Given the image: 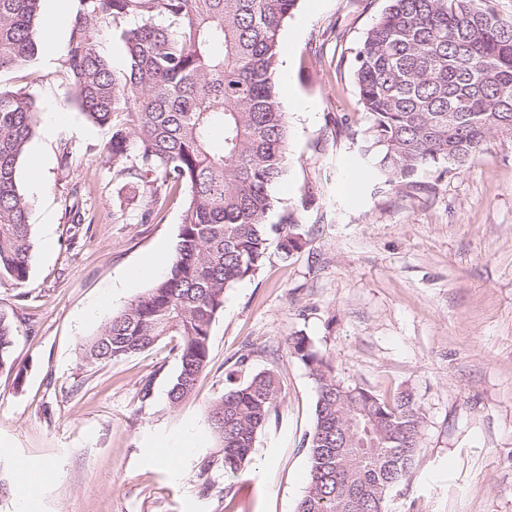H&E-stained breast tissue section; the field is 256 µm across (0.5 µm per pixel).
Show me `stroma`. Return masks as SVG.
<instances>
[{"instance_id": "obj_1", "label": "stroma", "mask_w": 512, "mask_h": 512, "mask_svg": "<svg viewBox=\"0 0 512 512\" xmlns=\"http://www.w3.org/2000/svg\"><path fill=\"white\" fill-rule=\"evenodd\" d=\"M386 0H300L280 32L278 69L288 165L268 221L293 214L303 247H270L258 276L224 294L209 364L194 395L171 408L179 368L168 339L119 362L86 365L81 348L172 259L183 207L151 200L115 177L112 133L81 113L65 52L79 0H68L35 73L13 79L37 106L20 186L35 235L27 283L0 285L15 328L17 374L0 373V512H294L308 484L306 436L315 382L286 339L306 336L340 381L389 398L411 392L423 413L420 452L389 512H512V142L492 140L460 171L421 175L424 187L377 188L358 141L369 126L352 78L356 49ZM68 169H61L63 145ZM79 202L84 221L69 223ZM274 371L281 401L243 474H225L207 406L229 380ZM191 433L177 467L169 443Z\"/></svg>"}]
</instances>
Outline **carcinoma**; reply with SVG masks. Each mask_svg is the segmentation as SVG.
I'll return each instance as SVG.
<instances>
[{
  "label": "carcinoma",
  "instance_id": "carcinoma-1",
  "mask_svg": "<svg viewBox=\"0 0 512 512\" xmlns=\"http://www.w3.org/2000/svg\"><path fill=\"white\" fill-rule=\"evenodd\" d=\"M43 0H0V76L37 59ZM298 0H80L65 65L91 122L112 128L106 152L118 177L154 201L185 195L175 256L164 278L132 301L83 348L86 363L116 362L179 338L168 391L179 407L209 357L224 293L255 277L278 234L287 256L301 247L292 215L270 225L273 187L287 165L288 125L275 74L279 33ZM134 15L122 31L127 65L116 77L96 48L105 19ZM167 19L156 21V16ZM358 102L372 116L359 151L369 173L397 193L419 175L465 167L496 137L512 139V19L492 0H388L359 44ZM133 116L130 128L116 125ZM38 128L33 97L0 79V284L29 279L34 240L19 165ZM14 330L0 313V372L15 370ZM288 349L316 383L306 436L309 483L296 512H388L411 474L423 422L409 392L390 401L346 386L305 336ZM230 386L207 408L224 473L238 475L281 400L270 371ZM357 417L368 432L347 433Z\"/></svg>",
  "mask_w": 512,
  "mask_h": 512
}]
</instances>
